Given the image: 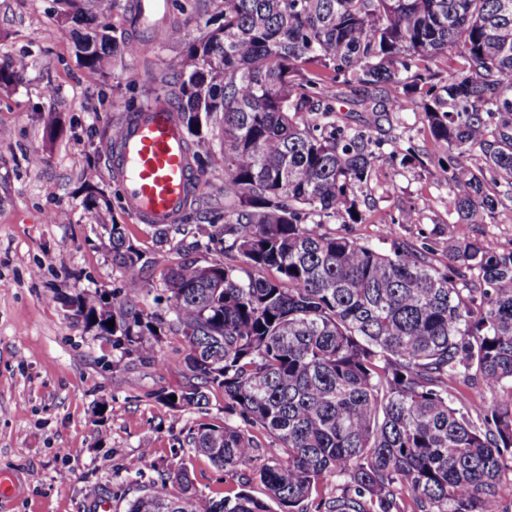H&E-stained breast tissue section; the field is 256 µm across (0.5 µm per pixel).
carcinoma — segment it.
Segmentation results:
<instances>
[{"label":"carcinoma","instance_id":"carcinoma-1","mask_svg":"<svg viewBox=\"0 0 512 512\" xmlns=\"http://www.w3.org/2000/svg\"><path fill=\"white\" fill-rule=\"evenodd\" d=\"M62 19L89 69L152 41L119 40L114 0H63ZM160 80L205 161L224 168L227 261L184 257L169 268L167 312L138 308L152 262L125 225L111 228L122 292L75 300V316L112 348L165 367L162 337H184L196 382L165 394L201 411L224 389V424H197L195 452L224 475L248 468L261 495L240 488L204 512H509L512 508V250L452 231L435 250L389 232L387 251L325 224H364L369 186L404 96L448 156V223L484 224L512 201V0H223ZM457 58L448 81L429 63ZM29 61L0 67V86ZM340 103L371 120L336 119ZM220 135L221 149L212 148ZM207 234L196 224L158 225ZM115 321L110 328L107 322ZM490 403L475 409L466 389ZM258 426L272 449L248 426ZM177 494L154 492L127 512H199L181 468Z\"/></svg>","mask_w":512,"mask_h":512}]
</instances>
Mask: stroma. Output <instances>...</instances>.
<instances>
[{
    "mask_svg": "<svg viewBox=\"0 0 512 512\" xmlns=\"http://www.w3.org/2000/svg\"><path fill=\"white\" fill-rule=\"evenodd\" d=\"M222 0H171L170 22L197 35L219 14ZM61 0H0V66L26 56L22 79L0 88V512H126L130 500L161 488V472L187 467L199 504L223 496L227 479L188 435L196 424L224 421V391L211 387L206 410L172 408L164 393L192 381L183 336H164L165 371L130 360L111 340L78 321L69 300L121 287L112 263L110 229L122 224L133 244L155 258L151 279L162 288L184 251L209 260L224 255L207 237L159 245L152 227L136 223L107 176L106 131L149 100L157 79L184 52L164 41L145 55H115L101 72L79 64L73 28L63 27ZM397 143L383 146L368 191L364 224H329L380 249L390 247V215L415 210L399 225L404 239L441 249L448 236V187L436 176L441 152L424 130L415 103L394 117ZM419 148L411 164L392 152ZM97 172L94 188L85 176ZM206 184L190 224H223L224 170L196 169ZM467 237L512 249V204L489 224H465ZM140 459L138 471L128 463Z\"/></svg>",
    "mask_w": 512,
    "mask_h": 512,
    "instance_id": "stroma-1",
    "label": "stroma"
}]
</instances>
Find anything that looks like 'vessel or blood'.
Here are the masks:
<instances>
[{"label":"vessel or blood","instance_id":"vessel-or-blood-1","mask_svg":"<svg viewBox=\"0 0 512 512\" xmlns=\"http://www.w3.org/2000/svg\"><path fill=\"white\" fill-rule=\"evenodd\" d=\"M108 174L125 208L141 224H176L203 183L172 107L150 101L120 124Z\"/></svg>","mask_w":512,"mask_h":512}]
</instances>
